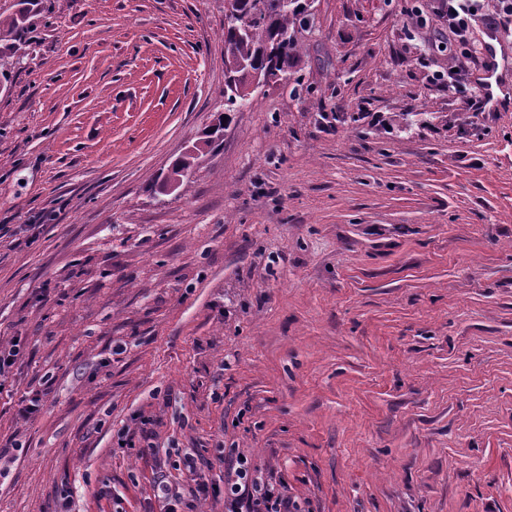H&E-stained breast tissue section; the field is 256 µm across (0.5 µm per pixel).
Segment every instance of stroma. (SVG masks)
Returning a JSON list of instances; mask_svg holds the SVG:
<instances>
[{
	"label": "stroma",
	"instance_id": "stroma-1",
	"mask_svg": "<svg viewBox=\"0 0 512 512\" xmlns=\"http://www.w3.org/2000/svg\"><path fill=\"white\" fill-rule=\"evenodd\" d=\"M310 2L298 90L229 114L224 0L33 17L0 93V512H160L175 446L302 512H512V111L435 87L455 49L413 0ZM212 141L211 137L198 141L193 144L192 152L183 153L169 169L168 174L161 185V190L167 185L174 186L182 184L184 178L197 163L205 148L211 146Z\"/></svg>",
	"mask_w": 512,
	"mask_h": 512
}]
</instances>
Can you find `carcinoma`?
Listing matches in <instances>:
<instances>
[{
    "mask_svg": "<svg viewBox=\"0 0 512 512\" xmlns=\"http://www.w3.org/2000/svg\"><path fill=\"white\" fill-rule=\"evenodd\" d=\"M266 12H252V0H224V111L235 112L250 104V76L275 77L288 73L292 61L301 51L297 26L309 22L310 13L301 0H266ZM38 0H18V10L0 18V92L8 90V67L14 57L15 43L30 29V13ZM224 129L218 120L209 138L193 144V151L183 153L171 166L162 186L183 183L205 148L210 136Z\"/></svg>",
    "mask_w": 512,
    "mask_h": 512,
    "instance_id": "obj_1",
    "label": "carcinoma"
}]
</instances>
